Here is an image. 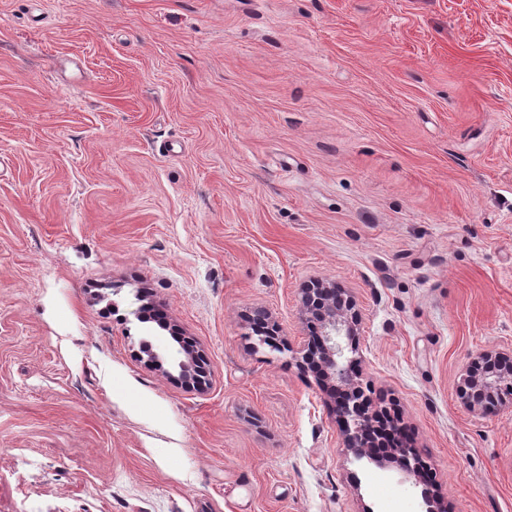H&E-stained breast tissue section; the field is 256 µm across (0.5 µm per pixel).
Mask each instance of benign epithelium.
<instances>
[{
    "label": "benign epithelium",
    "instance_id": "obj_1",
    "mask_svg": "<svg viewBox=\"0 0 512 512\" xmlns=\"http://www.w3.org/2000/svg\"><path fill=\"white\" fill-rule=\"evenodd\" d=\"M303 303L320 334L312 337L303 359L336 378V416L345 435L346 447L357 456L371 453L372 431L377 416L369 413L370 398L355 381L354 361L344 360L341 337L357 334L359 318L353 301L334 288L316 283L303 289ZM182 376L187 383L202 384L207 377L205 362L195 352H185ZM460 402L469 410L492 411L512 407V357L487 351L466 367L458 387ZM390 462L418 486L429 478L416 450L406 440L392 451Z\"/></svg>",
    "mask_w": 512,
    "mask_h": 512
}]
</instances>
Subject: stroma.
<instances>
[{
	"label": "stroma",
	"instance_id": "35a3bbf8",
	"mask_svg": "<svg viewBox=\"0 0 512 512\" xmlns=\"http://www.w3.org/2000/svg\"><path fill=\"white\" fill-rule=\"evenodd\" d=\"M314 281L355 300L345 353L428 490L300 368ZM486 350L512 0H0V512H512V409L458 398ZM185 350L184 353L187 357V361H183V372L182 376L185 382L193 384H202L205 382V378L207 377V368L205 362L200 358V356L193 352L186 351V346L184 345ZM393 426L394 430L399 434L401 441L400 445L392 451L390 460H385V463H395L396 467L411 479L415 486H418L429 478V473L425 469L424 462L416 450L408 448L401 428L394 423ZM385 463L381 461L378 462V465L381 468H385Z\"/></svg>",
	"mask_w": 512,
	"mask_h": 512
}]
</instances>
